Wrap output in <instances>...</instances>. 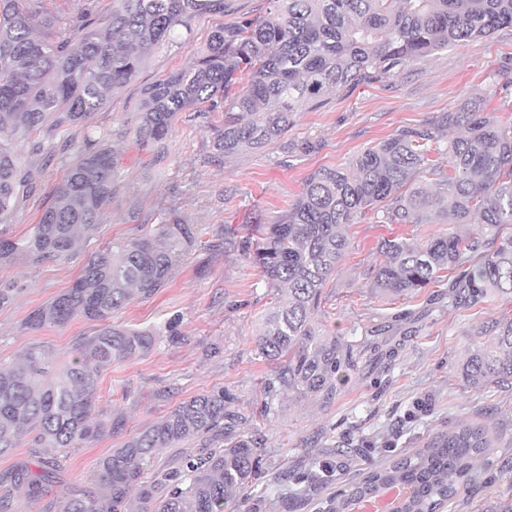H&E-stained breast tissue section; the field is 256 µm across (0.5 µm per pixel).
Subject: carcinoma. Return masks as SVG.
I'll return each mask as SVG.
<instances>
[{"instance_id": "cac0c4a2", "label": "carcinoma", "mask_w": 512, "mask_h": 512, "mask_svg": "<svg viewBox=\"0 0 512 512\" xmlns=\"http://www.w3.org/2000/svg\"><path fill=\"white\" fill-rule=\"evenodd\" d=\"M44 0H0V223L25 192L28 173L16 145L49 156L75 149L76 161L55 188L32 235L0 237V263L23 253L34 261L72 257L96 233L120 189L118 160L108 135L88 120L133 81L157 50L191 34L201 16L224 14V0H110L106 11L89 0L74 16L47 11ZM266 16L221 23L183 66L142 91L130 119L136 141L165 156L166 141L182 113L196 120L224 113L212 138L210 162L260 150L293 127L297 113L316 109L343 89L386 78L449 48L512 27V0H268ZM62 127L81 141L56 148ZM461 128L448 141V170L432 153L440 131ZM373 215L383 224H482V244L467 232L423 243L407 238L379 244L385 256L372 287L406 296L448 278L457 307L496 295L512 296V115L467 101L427 127L405 128L364 150L344 168L310 173L296 201L273 224L248 229V254L266 287L278 292L255 337L258 354L275 364L263 382L260 414L288 392L321 406L336 398L337 381L357 367L351 346L313 319L330 276L349 249L347 228ZM206 232L169 215L152 235L108 244L90 255L71 288L34 310L35 327L75 318L100 322L75 360L55 364L35 347L23 362L0 367V454L26 443L46 448L37 470L21 464L0 473V512L14 496L41 499L45 482L69 451L95 441L121 420L96 415L99 377L114 363L144 356L161 337L175 340L178 324L164 329L108 323L139 296L154 295L174 262L207 249ZM488 342L462 362L473 388L512 384V318L495 322ZM235 397L214 390L184 400L161 420L102 458L96 488L76 489L58 512H233L256 499L263 438L252 418L234 408ZM180 448L177 465L156 468L162 448ZM492 449L488 428L458 423L412 453L373 469L326 499L324 512H348L355 499L384 487L410 489L400 512H437L463 484L478 485L480 465ZM303 492L333 481L324 465L299 477Z\"/></svg>"}]
</instances>
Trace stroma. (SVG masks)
Wrapping results in <instances>:
<instances>
[{
  "label": "stroma",
  "mask_w": 512,
  "mask_h": 512,
  "mask_svg": "<svg viewBox=\"0 0 512 512\" xmlns=\"http://www.w3.org/2000/svg\"><path fill=\"white\" fill-rule=\"evenodd\" d=\"M226 2L223 17L193 21L191 40L156 52L137 78L114 94L109 107L90 119V127L125 128L143 88L182 66L218 22L258 17L268 9L267 0ZM511 70L509 28L393 76L339 91L320 109L298 113L282 141L225 159L220 166L208 160L212 130L224 123L220 112L177 121L160 162L152 151L139 150L133 136H115L121 189L93 241L69 259L36 263L20 253L0 264V288L14 291L12 303L0 308V365L15 364L34 347L50 350L66 363L78 344L94 335L96 323L82 318L37 328L27 318L71 288L95 247L154 233L173 210L186 223L203 225L214 246L178 262L167 285L151 298L134 300L113 313L112 323L136 327L179 318L180 336L102 372L96 411L104 420L122 419L121 428L72 451L64 469L47 483L45 497L34 502L15 497L13 512H44L49 501L68 490L92 488L102 457L185 399L221 387L235 396L242 412L256 410L262 383L274 370L255 346L272 297L259 269L242 254L245 226L274 223L312 171L344 167L398 130L425 126L456 111L466 98L498 107L500 74ZM18 154L33 190L8 224L0 226L16 238L32 234L66 172L65 163L45 161L28 146H20ZM228 226L234 230L231 239L217 243ZM451 230L443 223L380 224L370 218L349 225L350 248L328 283L316 318L351 344L373 336L388 340L395 356L388 366L361 356L358 370L344 373L328 406L288 396L280 401L262 426L268 454L262 462L260 512H320L325 493L294 495L275 481L285 467L302 472L314 460L335 466L340 488L359 480L369 465L422 447L459 422L485 424L512 441V387L473 388L459 374L467 354L484 343V329L512 316V298L495 296L466 308L451 303L444 281L407 296H384L371 287V272L383 260L381 240L404 237L422 243ZM504 460L502 447H495L481 464L480 484L460 487L443 512H496L500 502L512 498V470Z\"/></svg>",
  "instance_id": "stroma-1"
}]
</instances>
